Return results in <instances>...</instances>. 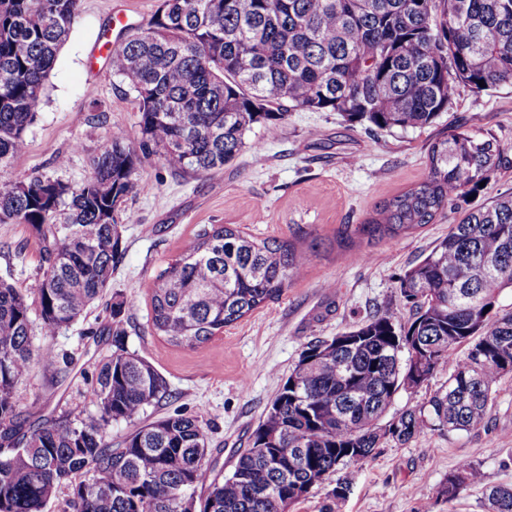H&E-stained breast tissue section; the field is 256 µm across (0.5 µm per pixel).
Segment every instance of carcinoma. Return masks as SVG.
<instances>
[{"label": "carcinoma", "instance_id": "1", "mask_svg": "<svg viewBox=\"0 0 512 512\" xmlns=\"http://www.w3.org/2000/svg\"><path fill=\"white\" fill-rule=\"evenodd\" d=\"M161 0L152 24L120 38L112 71L135 94L138 147L112 137L73 188L52 177L0 186V223L29 224L40 273L21 292L0 279V512H43L73 474L69 512H288L337 467L425 430L480 427L501 379L512 375V192L465 210L448 236L398 279L411 317L389 305L330 339L308 343L230 476L207 463L209 437L181 413L141 420L169 395L167 379L112 332L92 393L96 410L24 427L19 381L53 374L60 355L34 345L29 297L44 335L79 320L109 288L124 203L135 171L165 161L184 174L220 170L248 147L253 126L278 133L292 111L337 112L374 130L421 128L448 110L459 86L512 85V0ZM80 0H0V172L25 145L45 82ZM485 86H480L479 81ZM503 148L460 126L433 142L429 171L356 227L370 239L420 228L459 207L499 166ZM313 252L256 239L235 224L202 229L150 288L151 333L195 348L279 298ZM490 310H485V307ZM446 384L421 406L384 417L402 389L434 372ZM135 424L114 448L112 423ZM484 486L485 512H512V485L484 484L462 462L440 494Z\"/></svg>", "mask_w": 512, "mask_h": 512}]
</instances>
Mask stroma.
<instances>
[{"instance_id": "35a3bbf8", "label": "stroma", "mask_w": 512, "mask_h": 512, "mask_svg": "<svg viewBox=\"0 0 512 512\" xmlns=\"http://www.w3.org/2000/svg\"><path fill=\"white\" fill-rule=\"evenodd\" d=\"M159 5L80 0L25 132V147L0 181L52 176L77 187L108 139L139 145L138 102L100 47L117 41L124 26L148 27ZM455 124L493 135L504 149L503 162L474 204L512 191V85L480 93L460 87L447 112L423 128L376 132L335 112H291L276 138L254 128L249 148L222 170L184 175L162 161L138 169L134 179L141 189L125 203L133 220L122 229L112 284L85 317L54 336L35 335V344H51L67 360L55 378L36 369L19 383L22 420L33 425L65 411L94 410L96 368L113 350L110 329L120 327L128 348L170 385V396L148 408L149 417L179 412L197 419L208 433L211 467L230 474L308 342L332 338L384 304L401 320L410 317L398 279L447 236L460 210L382 240L359 236L344 243L337 231L364 223L383 201L421 182L431 143ZM209 224H237L258 238H289L314 257L278 299L196 348L174 347L149 331V290ZM40 248L29 225L0 223V278L29 287L39 272ZM119 299L126 305L116 318L112 303ZM464 461L480 466L484 485L512 484L511 375L502 378L484 426L455 434L429 430L402 444L384 441L374 456L339 469L289 512H322L327 505L334 512H484V485L451 501L440 494ZM340 481L350 482L351 492L336 500L332 491Z\"/></svg>"}]
</instances>
